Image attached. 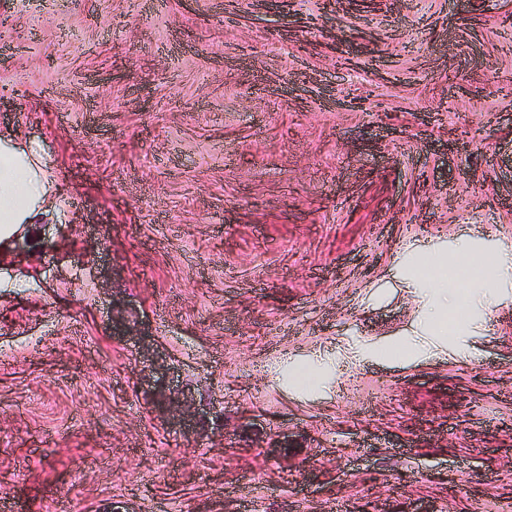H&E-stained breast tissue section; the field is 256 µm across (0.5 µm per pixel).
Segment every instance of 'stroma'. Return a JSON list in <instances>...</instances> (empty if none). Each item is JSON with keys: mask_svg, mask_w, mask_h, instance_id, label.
<instances>
[{"mask_svg": "<svg viewBox=\"0 0 512 512\" xmlns=\"http://www.w3.org/2000/svg\"><path fill=\"white\" fill-rule=\"evenodd\" d=\"M0 512H512V0H0ZM46 165L40 154L0 138V241L17 225L31 224L43 213L62 208ZM474 242L472 236L460 235L448 260L430 250L433 265L429 272L421 263L407 272L406 288H413L420 303L419 326L433 336L448 333V297L456 288H473L490 306L496 300V288L512 285L511 248L503 247L486 257L475 253Z\"/></svg>", "mask_w": 512, "mask_h": 512, "instance_id": "1", "label": "stroma"}]
</instances>
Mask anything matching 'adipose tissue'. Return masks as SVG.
I'll return each mask as SVG.
<instances>
[{
    "label": "adipose tissue",
    "mask_w": 512,
    "mask_h": 512,
    "mask_svg": "<svg viewBox=\"0 0 512 512\" xmlns=\"http://www.w3.org/2000/svg\"><path fill=\"white\" fill-rule=\"evenodd\" d=\"M61 206L44 158L0 138V240ZM473 244L472 236L460 235L449 256L433 255L430 268L407 272L406 285L420 303L419 324L431 335H447L448 299L456 289H473L491 304L497 289L512 285V249L486 257L476 254Z\"/></svg>",
    "instance_id": "obj_1"
}]
</instances>
